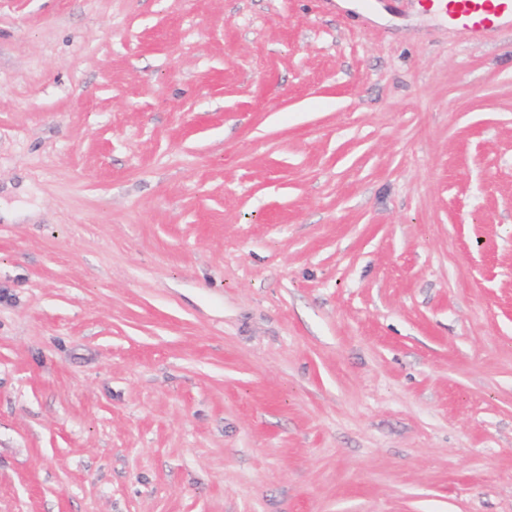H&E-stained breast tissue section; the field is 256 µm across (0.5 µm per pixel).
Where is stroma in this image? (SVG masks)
Wrapping results in <instances>:
<instances>
[{
	"mask_svg": "<svg viewBox=\"0 0 512 512\" xmlns=\"http://www.w3.org/2000/svg\"><path fill=\"white\" fill-rule=\"evenodd\" d=\"M0 0V512H512V23Z\"/></svg>",
	"mask_w": 512,
	"mask_h": 512,
	"instance_id": "stroma-1",
	"label": "stroma"
}]
</instances>
